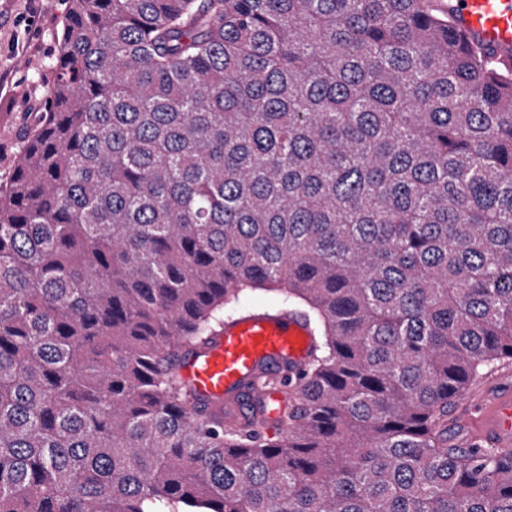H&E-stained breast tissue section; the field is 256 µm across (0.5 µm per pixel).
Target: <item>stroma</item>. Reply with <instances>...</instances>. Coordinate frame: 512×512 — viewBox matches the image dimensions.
I'll return each instance as SVG.
<instances>
[{
  "mask_svg": "<svg viewBox=\"0 0 512 512\" xmlns=\"http://www.w3.org/2000/svg\"><path fill=\"white\" fill-rule=\"evenodd\" d=\"M66 14L64 0H0V189L21 149L19 131L37 111L51 83L58 50L57 35ZM512 387V361L477 379L465 400L478 399L488 386ZM448 409V442L466 447L468 436L458 420L464 402Z\"/></svg>",
  "mask_w": 512,
  "mask_h": 512,
  "instance_id": "obj_1",
  "label": "stroma"
}]
</instances>
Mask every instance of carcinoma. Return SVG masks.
<instances>
[{"mask_svg": "<svg viewBox=\"0 0 512 512\" xmlns=\"http://www.w3.org/2000/svg\"><path fill=\"white\" fill-rule=\"evenodd\" d=\"M282 416L178 360L246 290ZM512 361V62L432 0H68L0 194V512H512L448 407ZM272 292H245L237 304L233 321L200 354L186 360L182 376L200 397L224 403L232 418L240 416V402L247 398L275 423L288 407V391L297 397L303 371L310 359L312 335L308 323L291 312L257 313L272 310ZM288 367V388L284 393L261 387L263 374ZM465 401L457 400L454 405L448 407V444L457 445L461 448H467L468 436L457 423L462 414Z\"/></svg>", "mask_w": 512, "mask_h": 512, "instance_id": "obj_1", "label": "carcinoma"}]
</instances>
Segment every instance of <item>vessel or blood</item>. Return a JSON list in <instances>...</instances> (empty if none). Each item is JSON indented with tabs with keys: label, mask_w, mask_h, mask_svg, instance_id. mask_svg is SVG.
<instances>
[{
	"label": "vessel or blood",
	"mask_w": 512,
	"mask_h": 512,
	"mask_svg": "<svg viewBox=\"0 0 512 512\" xmlns=\"http://www.w3.org/2000/svg\"><path fill=\"white\" fill-rule=\"evenodd\" d=\"M453 28L494 58H512V0H448ZM312 335L300 316L281 311L247 313L224 330L200 354L186 360L182 376L200 397L223 404L238 417L250 400L277 420L298 394L310 359ZM472 445L512 454V390L497 388L477 401L462 421Z\"/></svg>",
	"instance_id": "b4317fda"
}]
</instances>
